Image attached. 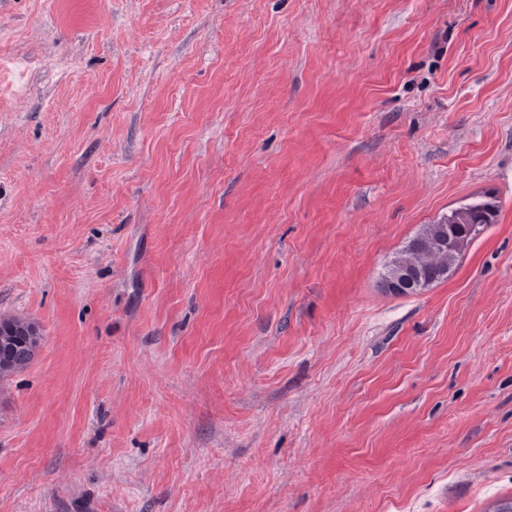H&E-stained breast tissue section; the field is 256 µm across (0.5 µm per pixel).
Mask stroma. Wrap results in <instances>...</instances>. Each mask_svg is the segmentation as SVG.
<instances>
[{
  "label": "stroma",
  "mask_w": 512,
  "mask_h": 512,
  "mask_svg": "<svg viewBox=\"0 0 512 512\" xmlns=\"http://www.w3.org/2000/svg\"><path fill=\"white\" fill-rule=\"evenodd\" d=\"M1 59L0 512L512 499V0H0ZM486 197L485 200H475L451 210L433 224H447L448 231L462 242V250H464L482 233L487 224L495 222L496 202L491 196ZM458 225H463V227H458ZM412 239L390 262L400 261L405 265L399 263L392 264L390 267L388 265L389 269L382 281V287L385 290L397 291L400 288L411 287L395 292L394 295L404 296L418 293L419 290L413 288L416 285L415 279H417V288H422L424 284L423 279L416 277L406 265L418 271L421 277H434L450 261L448 250H460L462 246L459 241H452V238H448V249L439 247L430 248L427 251H416L412 247ZM461 252L456 257L455 264ZM428 258H433V260H428ZM8 320L10 319L4 320L3 323L2 321H0V327H23L33 332L34 335H32L33 338L30 344H28L27 341L25 343L16 345L12 350L11 359L3 362V364L0 362V379L14 372H18L27 367L28 364H30L34 357L40 338L37 332V328L32 323H29L22 319H15L11 321Z\"/></svg>",
  "instance_id": "35a3bbf8"
}]
</instances>
